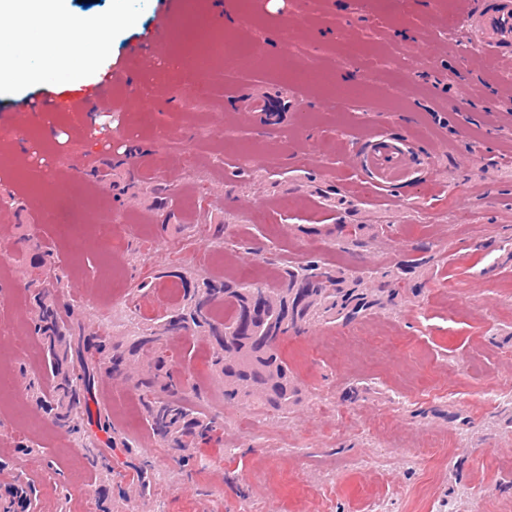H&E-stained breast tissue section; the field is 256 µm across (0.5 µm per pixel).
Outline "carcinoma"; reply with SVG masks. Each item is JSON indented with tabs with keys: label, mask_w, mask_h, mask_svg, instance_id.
Masks as SVG:
<instances>
[{
	"label": "carcinoma",
	"mask_w": 512,
	"mask_h": 512,
	"mask_svg": "<svg viewBox=\"0 0 512 512\" xmlns=\"http://www.w3.org/2000/svg\"><path fill=\"white\" fill-rule=\"evenodd\" d=\"M363 229L362 224H335L328 234L365 248ZM427 262L425 256L414 258L365 280L311 258L282 268L266 286L180 274V301L129 345L109 336L84 338L73 323V308L60 304L53 290L55 271L45 268L31 285L36 288L34 333L42 339L49 371L27 389L55 426L90 440L83 409L95 378L121 374L139 355H149L135 381L148 429L163 448H195L211 442L221 424L179 396L182 381L164 354V341L186 335L210 338L211 367L224 380V400L284 414L300 400L301 388L279 342L314 321L365 316L382 297L392 300L396 289L409 287L408 271Z\"/></svg>",
	"instance_id": "cac0c4a2"
}]
</instances>
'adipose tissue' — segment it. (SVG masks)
Wrapping results in <instances>:
<instances>
[{
  "mask_svg": "<svg viewBox=\"0 0 512 512\" xmlns=\"http://www.w3.org/2000/svg\"><path fill=\"white\" fill-rule=\"evenodd\" d=\"M49 21L71 44L54 53L48 67L29 69V62L45 52L44 27ZM114 26L111 20L73 13L70 0H0V84L36 83L54 74L63 85H85V60L92 51L105 54Z\"/></svg>",
  "mask_w": 512,
  "mask_h": 512,
  "instance_id": "adipose-tissue-1",
  "label": "adipose tissue"
}]
</instances>
